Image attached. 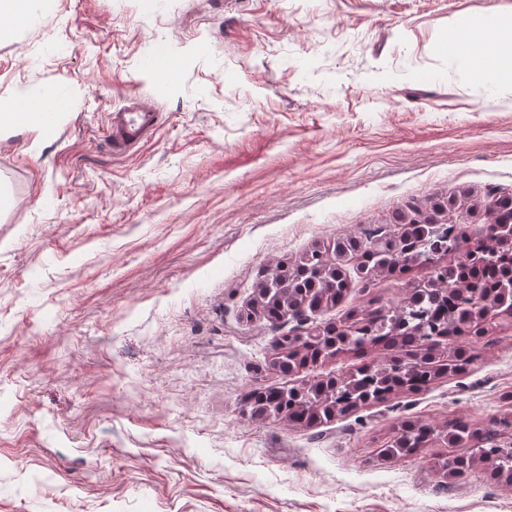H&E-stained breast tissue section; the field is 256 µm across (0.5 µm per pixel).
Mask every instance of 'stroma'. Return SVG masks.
<instances>
[{"instance_id": "1", "label": "stroma", "mask_w": 512, "mask_h": 512, "mask_svg": "<svg viewBox=\"0 0 512 512\" xmlns=\"http://www.w3.org/2000/svg\"><path fill=\"white\" fill-rule=\"evenodd\" d=\"M512 0H47L0 37V106L53 86L50 127L0 128V512H512L482 463L402 424L512 415V319L465 372L311 429L246 397L378 366L382 347L282 374L270 269L400 233L409 204L512 192V90L459 69L452 23ZM160 126L117 155L128 96ZM428 268L350 289L311 325L394 309Z\"/></svg>"}]
</instances>
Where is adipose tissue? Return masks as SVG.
I'll return each instance as SVG.
<instances>
[{
	"mask_svg": "<svg viewBox=\"0 0 512 512\" xmlns=\"http://www.w3.org/2000/svg\"><path fill=\"white\" fill-rule=\"evenodd\" d=\"M452 31L451 53L455 60L470 59L472 71L489 85L512 84V54H503L498 47L502 35L512 33V18L487 15L453 26Z\"/></svg>",
	"mask_w": 512,
	"mask_h": 512,
	"instance_id": "ef3b65f1",
	"label": "adipose tissue"
}]
</instances>
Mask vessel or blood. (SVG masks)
<instances>
[{"label":"vessel or blood","mask_w":512,"mask_h":512,"mask_svg":"<svg viewBox=\"0 0 512 512\" xmlns=\"http://www.w3.org/2000/svg\"><path fill=\"white\" fill-rule=\"evenodd\" d=\"M160 123V114L149 100L134 95L126 111L113 113L104 136L114 153L122 154L152 135Z\"/></svg>","instance_id":"b4317fda"}]
</instances>
